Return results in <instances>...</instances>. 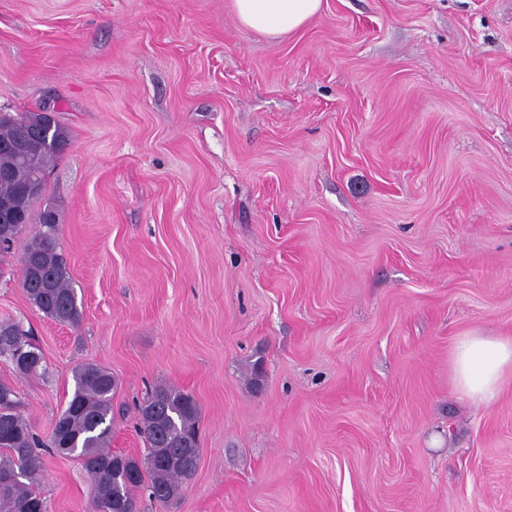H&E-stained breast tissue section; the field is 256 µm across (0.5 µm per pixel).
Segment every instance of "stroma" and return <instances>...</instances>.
Segmentation results:
<instances>
[{
	"label": "stroma",
	"instance_id": "obj_1",
	"mask_svg": "<svg viewBox=\"0 0 512 512\" xmlns=\"http://www.w3.org/2000/svg\"><path fill=\"white\" fill-rule=\"evenodd\" d=\"M42 107L79 326L0 256L43 356L0 381L41 437L96 364L114 451L145 456L155 385L200 407L195 476L139 512H512V380L487 407L448 371L512 336V0H323L282 40L227 0H0V112ZM40 490L89 510L76 457Z\"/></svg>",
	"mask_w": 512,
	"mask_h": 512
}]
</instances>
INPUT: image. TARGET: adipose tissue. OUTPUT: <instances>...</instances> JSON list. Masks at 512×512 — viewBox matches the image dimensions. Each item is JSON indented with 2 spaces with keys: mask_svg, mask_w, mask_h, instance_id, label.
Returning a JSON list of instances; mask_svg holds the SVG:
<instances>
[{
  "mask_svg": "<svg viewBox=\"0 0 512 512\" xmlns=\"http://www.w3.org/2000/svg\"><path fill=\"white\" fill-rule=\"evenodd\" d=\"M240 26L278 39L304 27L322 8V0H228ZM448 367L456 390L477 405L495 403L512 376V337L467 333L450 349Z\"/></svg>",
  "mask_w": 512,
  "mask_h": 512,
  "instance_id": "obj_1",
  "label": "adipose tissue"
}]
</instances>
